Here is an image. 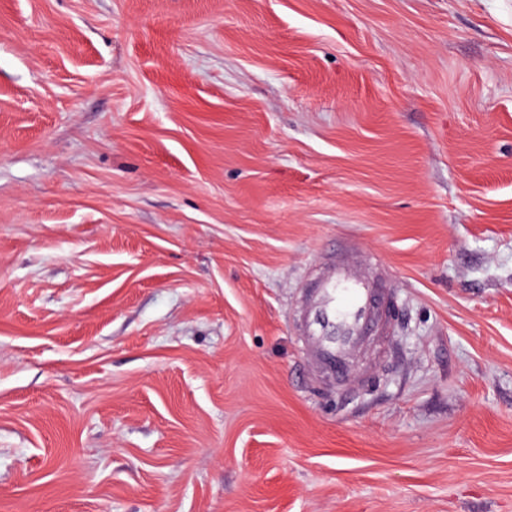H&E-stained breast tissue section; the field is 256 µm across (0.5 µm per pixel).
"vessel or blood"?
Wrapping results in <instances>:
<instances>
[{
    "instance_id": "1",
    "label": "vessel or blood",
    "mask_w": 512,
    "mask_h": 512,
    "mask_svg": "<svg viewBox=\"0 0 512 512\" xmlns=\"http://www.w3.org/2000/svg\"><path fill=\"white\" fill-rule=\"evenodd\" d=\"M390 292L350 254L336 258L309 288L301 322L310 361L336 380L350 377L354 353L389 321Z\"/></svg>"
}]
</instances>
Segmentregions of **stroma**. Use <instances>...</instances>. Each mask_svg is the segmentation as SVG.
<instances>
[{
  "mask_svg": "<svg viewBox=\"0 0 512 512\" xmlns=\"http://www.w3.org/2000/svg\"><path fill=\"white\" fill-rule=\"evenodd\" d=\"M0 512H512V0H0ZM389 289L364 275L352 254L330 263L304 302L301 331L310 361L337 381L350 379L354 353L388 325Z\"/></svg>",
  "mask_w": 512,
  "mask_h": 512,
  "instance_id": "obj_1",
  "label": "stroma"
}]
</instances>
